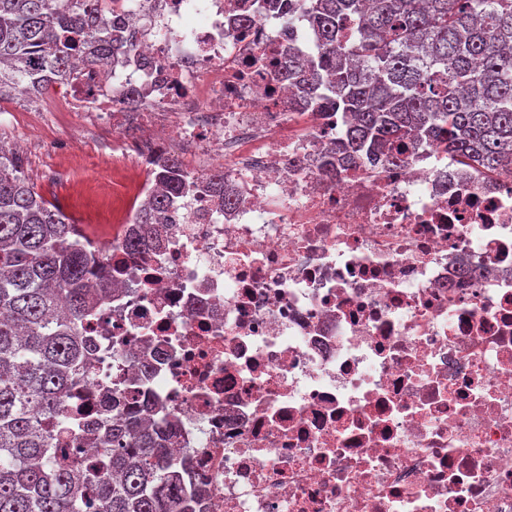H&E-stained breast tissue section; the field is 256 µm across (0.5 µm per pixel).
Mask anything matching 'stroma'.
<instances>
[{
  "label": "stroma",
  "instance_id": "obj_1",
  "mask_svg": "<svg viewBox=\"0 0 512 512\" xmlns=\"http://www.w3.org/2000/svg\"><path fill=\"white\" fill-rule=\"evenodd\" d=\"M52 98V92L46 91L0 100V114L14 116L13 121L0 123V143L10 148L24 142L21 158L27 180L96 240L103 225L116 224L118 217L111 200L94 190L95 180L114 171L134 175L136 164L113 157L111 129L74 120L66 111L44 117L45 105Z\"/></svg>",
  "mask_w": 512,
  "mask_h": 512
}]
</instances>
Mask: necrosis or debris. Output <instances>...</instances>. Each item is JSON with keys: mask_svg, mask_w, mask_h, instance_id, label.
<instances>
[{"mask_svg": "<svg viewBox=\"0 0 512 512\" xmlns=\"http://www.w3.org/2000/svg\"><path fill=\"white\" fill-rule=\"evenodd\" d=\"M101 13L137 49L78 68L63 99L145 171L187 150L201 189L172 200L148 260L125 249L133 212L100 241L112 283L87 336L113 356L69 411L112 419L104 381L147 360L151 419L173 422L203 512H512V177L426 144L327 175L336 115L258 69L306 44L255 0Z\"/></svg>", "mask_w": 512, "mask_h": 512, "instance_id": "necrosis-or-debris-1", "label": "necrosis or debris"}]
</instances>
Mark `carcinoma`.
I'll list each match as a JSON object with an SVG mask.
<instances>
[{"instance_id": "obj_1", "label": "carcinoma", "mask_w": 512, "mask_h": 512, "mask_svg": "<svg viewBox=\"0 0 512 512\" xmlns=\"http://www.w3.org/2000/svg\"><path fill=\"white\" fill-rule=\"evenodd\" d=\"M100 0H0V98L40 94L75 65L102 64L117 25ZM280 23L305 26L303 55H262L340 126L330 155L347 165L400 164L411 144L443 149L488 177L512 175V0H296ZM158 186L127 243L145 260L187 190L182 163L158 162ZM98 244L30 185L0 145V512H190L198 490L146 422L152 401L112 398L121 417L83 423L66 397L91 374L83 336L110 280L91 279ZM81 429L112 460L64 461L54 433Z\"/></svg>"}]
</instances>
